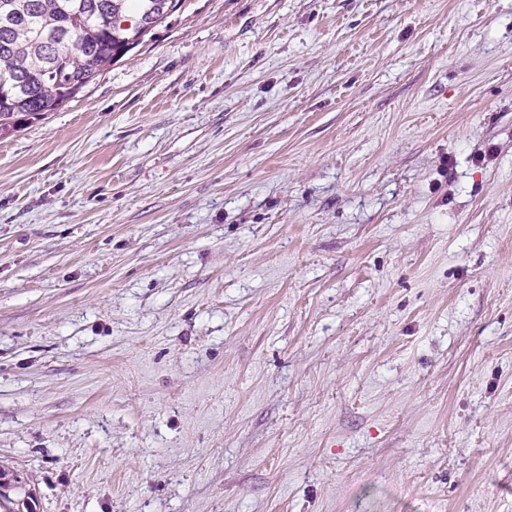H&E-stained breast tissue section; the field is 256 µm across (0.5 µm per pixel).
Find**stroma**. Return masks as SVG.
<instances>
[{"label": "stroma", "instance_id": "obj_1", "mask_svg": "<svg viewBox=\"0 0 512 512\" xmlns=\"http://www.w3.org/2000/svg\"><path fill=\"white\" fill-rule=\"evenodd\" d=\"M13 512H512V0H180L0 139Z\"/></svg>", "mask_w": 512, "mask_h": 512}]
</instances>
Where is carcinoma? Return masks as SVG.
Returning <instances> with one entry per match:
<instances>
[{"mask_svg":"<svg viewBox=\"0 0 512 512\" xmlns=\"http://www.w3.org/2000/svg\"><path fill=\"white\" fill-rule=\"evenodd\" d=\"M179 0H11L0 7V136L70 102L176 11Z\"/></svg>","mask_w":512,"mask_h":512,"instance_id":"obj_1","label":"carcinoma"}]
</instances>
